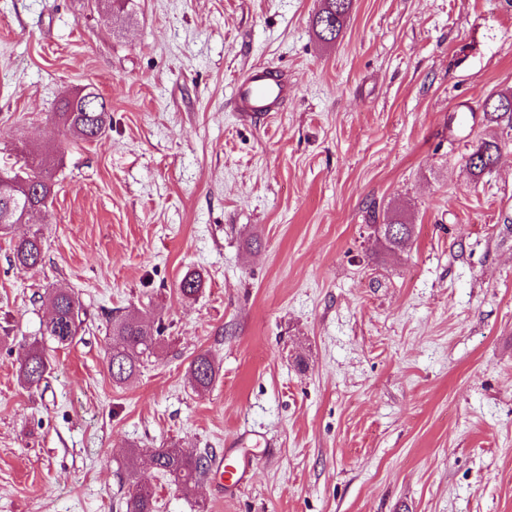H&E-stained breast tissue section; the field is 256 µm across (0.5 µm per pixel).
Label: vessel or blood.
Masks as SVG:
<instances>
[{
	"mask_svg": "<svg viewBox=\"0 0 512 512\" xmlns=\"http://www.w3.org/2000/svg\"><path fill=\"white\" fill-rule=\"evenodd\" d=\"M288 95L287 84L261 66L250 68L233 87L238 110L255 117L277 111ZM251 464L248 443L228 442L223 457L215 464L214 478L226 491H233L247 481Z\"/></svg>",
	"mask_w": 512,
	"mask_h": 512,
	"instance_id": "b4317fda",
	"label": "vessel or blood"
}]
</instances>
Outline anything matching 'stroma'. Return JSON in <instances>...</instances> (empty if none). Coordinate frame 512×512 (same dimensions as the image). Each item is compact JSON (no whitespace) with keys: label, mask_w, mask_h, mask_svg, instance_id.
Returning a JSON list of instances; mask_svg holds the SVG:
<instances>
[{"label":"stroma","mask_w":512,"mask_h":512,"mask_svg":"<svg viewBox=\"0 0 512 512\" xmlns=\"http://www.w3.org/2000/svg\"><path fill=\"white\" fill-rule=\"evenodd\" d=\"M320 6L133 0L117 30L92 0H0V171L48 157L58 179L41 266L12 261L32 225L0 234V512H123L132 474L156 512H512V130L490 174L465 166L512 89V0H355L330 45ZM257 64L294 89L262 119L232 100ZM85 86L112 107L93 142L54 122ZM393 213L415 226L397 253L366 229ZM55 288L82 307L65 348ZM132 310L164 341L119 386L108 331ZM243 433L232 494L130 452ZM482 112L487 126L512 130V90L501 91L486 98ZM53 318L46 325V335L60 346L71 345L79 335L83 320L81 307L71 291L55 289L44 296ZM47 366L43 351L32 345L19 365L18 379L20 383L27 388H37L45 378ZM188 372L194 387L199 392H207L217 377L218 368L209 353L197 354L188 365Z\"/></svg>","instance_id":"obj_1"}]
</instances>
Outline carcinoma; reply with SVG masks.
I'll list each match as a JSON object with an SVG mask.
<instances>
[{
	"label": "carcinoma",
	"instance_id": "cac0c4a2",
	"mask_svg": "<svg viewBox=\"0 0 512 512\" xmlns=\"http://www.w3.org/2000/svg\"><path fill=\"white\" fill-rule=\"evenodd\" d=\"M95 7L114 24L123 25L132 17L129 0H95ZM352 9L353 0H322L312 20L317 37L327 44L336 42ZM89 96L99 104H107L99 93L80 89L64 96L56 118L70 135L92 142L102 138L110 129L112 112L83 111L84 101ZM482 112L486 125L512 130V90L486 98ZM504 146L505 143L494 136L480 139L467 156L466 168L470 176L477 180L491 173ZM54 194L55 182L47 167L40 166L13 174L0 172V232L9 230L15 224L28 223L34 214L47 208ZM368 228L375 240L391 252L403 249L414 232V225L405 223L397 215L387 217L383 224H370ZM43 258V237L37 231L19 239L13 246V261L20 268L35 269L42 264ZM201 286L200 274L188 272L180 280L179 290L183 297L192 299ZM45 298L53 314L46 325V335L60 346L72 344L83 324L80 303L72 292L65 289L48 292ZM161 341V326L138 312H129L113 319L106 351L112 381L120 385L135 377L145 359L153 354ZM188 372L194 387L200 392H207L215 382L218 368L209 353L204 352L191 360ZM46 373L47 361L43 351L31 346L19 365L20 383L27 388L37 387ZM131 453L148 457L154 468L173 476L177 487L185 495L192 494L209 470L208 452L197 448H179L175 445L169 448H133ZM125 512H155L152 489L137 481L132 482L131 491L126 495Z\"/></svg>",
	"mask_w": 512,
	"mask_h": 512
}]
</instances>
